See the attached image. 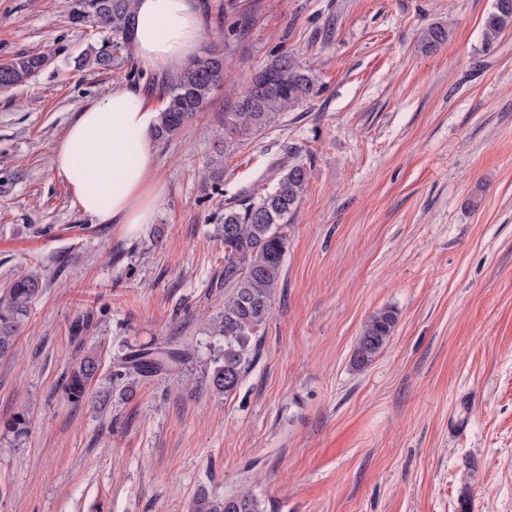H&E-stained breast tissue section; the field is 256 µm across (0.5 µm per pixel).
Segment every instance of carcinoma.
I'll return each mask as SVG.
<instances>
[{"label": "carcinoma", "instance_id": "carcinoma-1", "mask_svg": "<svg viewBox=\"0 0 512 512\" xmlns=\"http://www.w3.org/2000/svg\"><path fill=\"white\" fill-rule=\"evenodd\" d=\"M71 21L93 24L109 32L96 53V64L107 66L115 53L129 51L135 31L133 0H74ZM512 30V0H492L483 21V49L490 50L499 37ZM448 41V29L433 25L420 42L426 52L437 51ZM44 65L38 55L17 57L0 68V89L29 81ZM224 54L206 50L180 73L166 89V99L153 134L167 139L202 111L212 95L224 87ZM248 92L228 113L232 134L260 128L281 112L294 109L316 94L315 78L288 54H281L254 73ZM308 181V170L299 159L288 165L276 187L239 210L224 211L218 235L224 242V286L232 294L224 314L214 322V333L224 337V348L214 359L210 382L219 393L238 388L255 357L253 344L272 309L287 249L288 216L295 209ZM42 288L36 272L19 273L0 288V357L12 352L29 307ZM397 323L396 312L384 308L364 324L356 343L353 364L362 369L384 349ZM188 356L183 349H131L118 361L120 376L153 377L179 367ZM97 357L90 351L75 359L63 390L74 404L83 401L96 378ZM195 512H261L260 502L249 491L224 497L222 502L199 498Z\"/></svg>", "mask_w": 512, "mask_h": 512}]
</instances>
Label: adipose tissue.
I'll list each match as a JSON object with an SVG mask.
<instances>
[{"label": "adipose tissue", "mask_w": 512, "mask_h": 512, "mask_svg": "<svg viewBox=\"0 0 512 512\" xmlns=\"http://www.w3.org/2000/svg\"><path fill=\"white\" fill-rule=\"evenodd\" d=\"M134 12L133 48L145 68L174 71L195 54L197 0H135ZM157 118L138 88L113 87L79 110L52 155L51 169L78 209L97 223L123 225L132 237L153 223L163 196L151 135Z\"/></svg>", "instance_id": "1"}]
</instances>
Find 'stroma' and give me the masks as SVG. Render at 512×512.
<instances>
[{"label": "stroma", "mask_w": 512, "mask_h": 512, "mask_svg": "<svg viewBox=\"0 0 512 512\" xmlns=\"http://www.w3.org/2000/svg\"><path fill=\"white\" fill-rule=\"evenodd\" d=\"M199 0L224 87L155 143L165 188L128 239L73 203L52 151L79 109L133 84L162 109L171 73L100 67L105 34L74 0H0V63H46L0 90V282L42 292L0 358V512H191L250 490L263 512H512V31L491 52L492 0ZM441 24L434 53L423 31ZM291 55L320 94L225 135L248 77ZM297 148L309 170L286 228L272 313L239 387L210 381L222 337L224 211L273 189ZM162 231L153 239V228ZM398 316L352 364L365 321ZM98 378L63 383L77 356ZM188 349L179 370L117 378L128 348ZM469 396L466 430L448 431ZM397 323L396 312L384 308L373 314L364 324L356 343L353 364L362 369L384 349ZM99 368L97 357L90 351L75 359L63 390L67 398L74 404H79L87 395L88 389L96 378Z\"/></svg>", "instance_id": "stroma-1"}]
</instances>
